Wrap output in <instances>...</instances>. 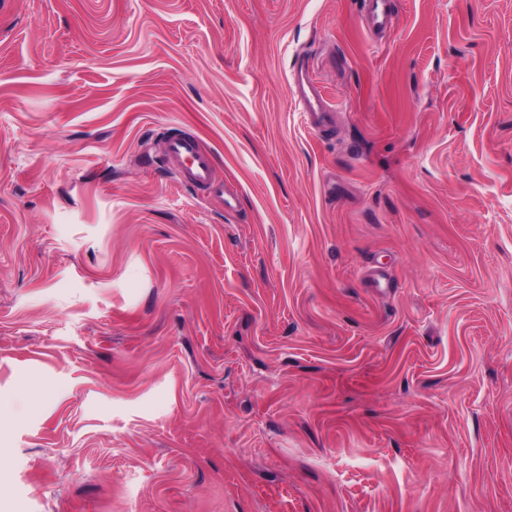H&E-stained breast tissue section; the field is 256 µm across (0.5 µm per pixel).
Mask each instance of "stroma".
I'll list each match as a JSON object with an SVG mask.
<instances>
[{"mask_svg":"<svg viewBox=\"0 0 512 512\" xmlns=\"http://www.w3.org/2000/svg\"><path fill=\"white\" fill-rule=\"evenodd\" d=\"M390 5L0 0V512H512V0ZM366 12L373 30L382 32L387 28L390 16L388 0H364ZM290 87L304 122L313 128L326 127L331 106L308 69L297 67L291 74ZM164 160L175 166L180 177L188 183L205 189L213 187V158L201 149L194 137H171Z\"/></svg>","mask_w":512,"mask_h":512,"instance_id":"obj_1","label":"stroma"}]
</instances>
